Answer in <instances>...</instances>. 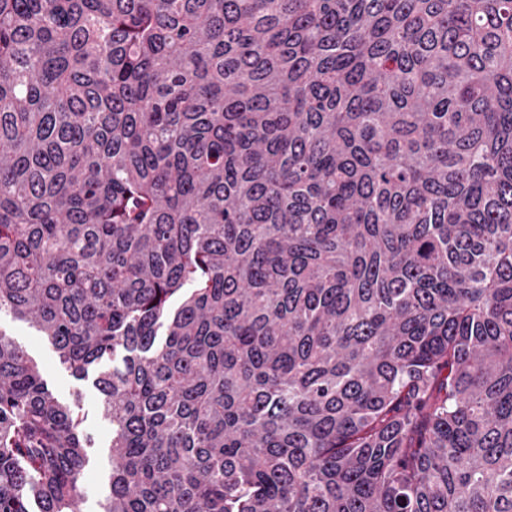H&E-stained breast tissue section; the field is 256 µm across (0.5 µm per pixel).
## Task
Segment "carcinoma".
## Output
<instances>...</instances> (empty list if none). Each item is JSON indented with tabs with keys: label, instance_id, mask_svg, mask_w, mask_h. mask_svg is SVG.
<instances>
[{
	"label": "carcinoma",
	"instance_id": "1",
	"mask_svg": "<svg viewBox=\"0 0 512 512\" xmlns=\"http://www.w3.org/2000/svg\"><path fill=\"white\" fill-rule=\"evenodd\" d=\"M1 312L101 512H512V0H0ZM84 421L0 333V512ZM0 332L22 346L39 365L43 378L53 394L63 402L80 400L85 415L84 434L90 439L86 448L89 463L83 477L81 512H99L100 503L108 492L111 471L110 452L111 427L100 411V396L88 380H78L58 362L51 345L28 322L0 313Z\"/></svg>",
	"mask_w": 512,
	"mask_h": 512
}]
</instances>
